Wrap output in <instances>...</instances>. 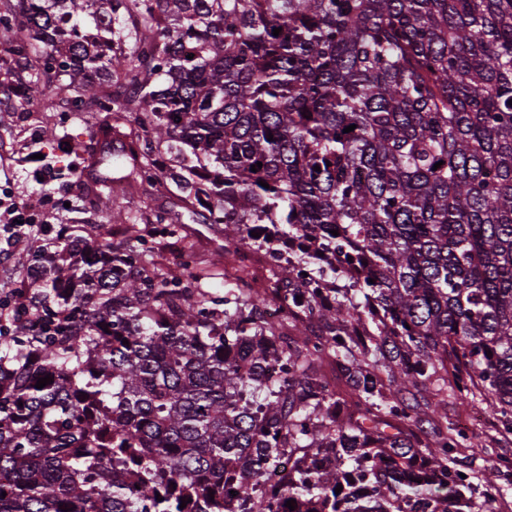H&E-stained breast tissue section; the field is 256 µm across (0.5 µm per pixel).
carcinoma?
<instances>
[{"instance_id":"cac0c4a2","label":"carcinoma","mask_w":512,"mask_h":512,"mask_svg":"<svg viewBox=\"0 0 512 512\" xmlns=\"http://www.w3.org/2000/svg\"><path fill=\"white\" fill-rule=\"evenodd\" d=\"M0 26L19 73L57 68L75 111L131 139L96 161L114 219L133 186L172 185L224 225L218 264L265 252L288 306L267 319L245 273L200 287L190 251L165 270L138 223L171 237L169 212L33 247L29 313L0 336V512L504 495L507 458L460 476L479 444L448 398L512 435V0H0ZM473 408L481 409L485 414V418L483 423L479 427L473 429L469 434L476 436L477 441H484L485 439L490 440L492 437H498L494 430L495 419L487 409L485 403L475 401L466 405H459L458 403H455L453 399L448 398V421L457 425L459 418L464 416Z\"/></svg>"}]
</instances>
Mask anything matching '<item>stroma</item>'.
Returning <instances> with one entry per match:
<instances>
[{"mask_svg": "<svg viewBox=\"0 0 512 512\" xmlns=\"http://www.w3.org/2000/svg\"><path fill=\"white\" fill-rule=\"evenodd\" d=\"M10 79L0 80V141H7L12 149L8 162L0 161V227L10 221L7 209L11 203L40 204L47 221L31 225L29 240L9 241L0 230V297L20 285L15 274L25 262L30 239L55 236L66 224L98 225L99 239L116 241L121 237L118 225L110 223L102 208L90 205L83 193L86 181L82 173V161L73 153L59 155L56 161L44 160L33 164L32 156L38 147L55 149L63 138L88 141L90 132L87 118L80 112H54L50 124L42 125L34 119L36 111L48 102H60L66 94L56 73L39 72L33 78L31 93L26 103H18L11 94ZM49 170L46 179H39V170ZM135 210L145 213L170 211L180 212L181 222L197 253L206 260H213L224 248V234L221 225L202 223L199 216L184 210L178 198L161 192L138 202Z\"/></svg>", "mask_w": 512, "mask_h": 512, "instance_id": "1", "label": "stroma"}]
</instances>
